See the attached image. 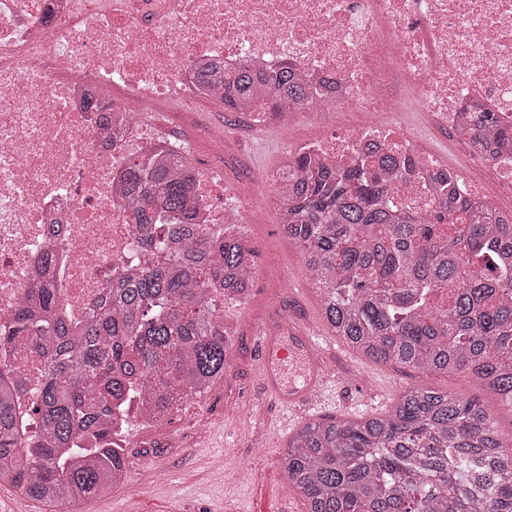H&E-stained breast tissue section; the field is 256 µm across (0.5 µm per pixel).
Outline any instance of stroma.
I'll return each mask as SVG.
<instances>
[{"label":"stroma","instance_id":"35a3bbf8","mask_svg":"<svg viewBox=\"0 0 512 512\" xmlns=\"http://www.w3.org/2000/svg\"><path fill=\"white\" fill-rule=\"evenodd\" d=\"M215 128L223 132L228 150L224 181L233 193L247 198L254 223L244 225L243 240L253 251L256 275L246 301L224 304V329L230 340L224 375L202 395L190 397L165 420H130L123 436L127 479L110 495L93 497L76 507H49L20 490L0 486V512H255L265 495L287 500L293 512H306L305 496L289 485L280 464L288 433L255 426L265 408L256 383L261 331L276 328L293 316L318 335H328L322 299L305 278L302 260L278 222V202L258 190V171L277 167L281 159L278 134L253 132L238 113L221 102L199 101ZM338 366L336 403L321 414L337 420L384 413L409 387L433 388L476 398L491 407L503 444L512 450V408L501 405L475 378L464 374L416 373L372 361L353 350ZM150 462L164 475L145 488L140 465Z\"/></svg>","mask_w":512,"mask_h":512}]
</instances>
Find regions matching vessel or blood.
<instances>
[{"label":"vessel or blood","mask_w":512,"mask_h":512,"mask_svg":"<svg viewBox=\"0 0 512 512\" xmlns=\"http://www.w3.org/2000/svg\"><path fill=\"white\" fill-rule=\"evenodd\" d=\"M257 383L266 404L283 413V426L319 408L336 365L332 343L312 335L305 324L288 320L260 339Z\"/></svg>","instance_id":"1"}]
</instances>
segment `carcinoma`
Returning <instances> with one entry per match:
<instances>
[{
  "label": "carcinoma",
  "mask_w": 512,
  "mask_h": 512,
  "mask_svg": "<svg viewBox=\"0 0 512 512\" xmlns=\"http://www.w3.org/2000/svg\"><path fill=\"white\" fill-rule=\"evenodd\" d=\"M196 79L223 87L230 112L251 110L259 85L284 106L308 97L286 66L259 79L247 67L201 69ZM469 134L477 145L492 138L490 113ZM410 177L393 157L330 167L296 155L277 172L282 230L346 345L417 373H466L511 404L512 223L445 192L446 174L436 178V219L399 213L388 194ZM196 182L178 148L131 163L126 195L142 264L78 328L59 313L57 290H26L12 337L29 339L45 363L39 433L19 448L18 396L0 382V485L48 506L105 495L127 475L123 448L109 447L114 423L149 398L147 413L164 418L224 375V302L249 295L255 260L240 237L192 223ZM160 210L185 231L175 254ZM502 448L490 407L414 387L384 415L309 419L289 439L282 469L308 512H512V458Z\"/></svg>",
  "instance_id": "carcinoma-1"
}]
</instances>
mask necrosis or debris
Masks as SVG:
<instances>
[{
    "instance_id": "4bbe7bcc",
    "label": "necrosis or debris",
    "mask_w": 512,
    "mask_h": 512,
    "mask_svg": "<svg viewBox=\"0 0 512 512\" xmlns=\"http://www.w3.org/2000/svg\"><path fill=\"white\" fill-rule=\"evenodd\" d=\"M286 64L309 103L274 112L262 96L242 115L277 130L283 152L330 165L390 152L416 171L391 195L397 207L431 213L434 176L448 170L458 196L512 215V148L458 134L475 112L512 132V0H0V333L34 283L83 321L137 259L128 163L191 147L153 115L193 106L197 69ZM411 109L430 137L408 130ZM306 118L318 133L301 140ZM195 133L215 159L198 173L195 221L238 233L247 218L224 191V139ZM435 134L455 136L460 166Z\"/></svg>"
}]
</instances>
